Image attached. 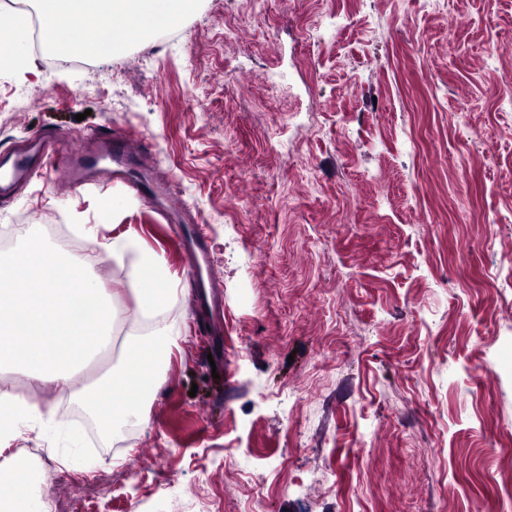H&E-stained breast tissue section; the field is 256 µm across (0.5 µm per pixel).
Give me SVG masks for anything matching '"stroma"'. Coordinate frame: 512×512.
Here are the masks:
<instances>
[{"label":"stroma","mask_w":512,"mask_h":512,"mask_svg":"<svg viewBox=\"0 0 512 512\" xmlns=\"http://www.w3.org/2000/svg\"><path fill=\"white\" fill-rule=\"evenodd\" d=\"M47 55L0 72V160L142 137L180 222L41 164L0 200V285L29 241L93 245L121 351L132 262L104 242L136 228L185 284L196 224L224 309L215 335L171 299L150 419L109 434L0 366L82 437L11 442L50 512H512V0H197L89 67Z\"/></svg>","instance_id":"stroma-1"}]
</instances>
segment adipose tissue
<instances>
[{
  "instance_id": "1",
  "label": "adipose tissue",
  "mask_w": 512,
  "mask_h": 512,
  "mask_svg": "<svg viewBox=\"0 0 512 512\" xmlns=\"http://www.w3.org/2000/svg\"><path fill=\"white\" fill-rule=\"evenodd\" d=\"M194 0H36L49 49L90 56L112 53L141 40L154 30L181 18ZM86 23L97 26L98 42L74 46L73 34ZM135 230L113 237L107 252L120 257L139 250L135 269L139 284L135 313L139 319L153 318L175 292L164 272L161 257L140 250ZM14 282L0 288V359L30 379L55 382L91 408L100 427L111 430L121 421L145 423L147 402L154 395L156 374L171 347L172 333L156 329L154 335L163 351L149 358L130 344L127 355L96 385L83 383L80 367L95 346H108L115 332L116 316L109 297L99 287L87 256H63L46 248L26 249L15 254ZM133 393H126V386ZM33 398L0 395V447L8 448L22 419L40 417ZM28 466L0 467V503L12 505L11 512H49L46 501L33 489Z\"/></svg>"
}]
</instances>
